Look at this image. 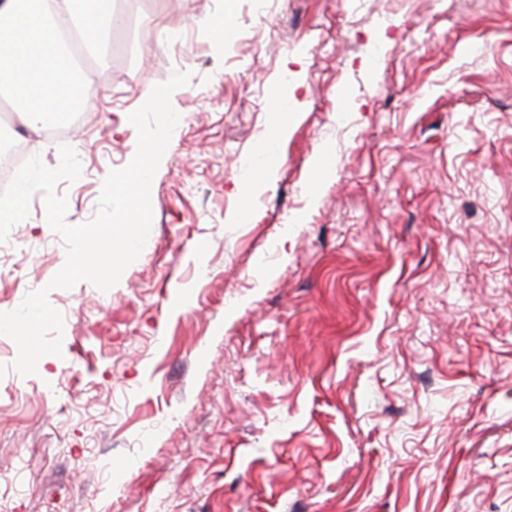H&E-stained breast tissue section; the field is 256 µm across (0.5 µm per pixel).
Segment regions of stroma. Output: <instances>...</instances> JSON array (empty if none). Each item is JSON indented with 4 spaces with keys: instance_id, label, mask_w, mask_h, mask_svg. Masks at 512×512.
<instances>
[{
    "instance_id": "obj_1",
    "label": "stroma",
    "mask_w": 512,
    "mask_h": 512,
    "mask_svg": "<svg viewBox=\"0 0 512 512\" xmlns=\"http://www.w3.org/2000/svg\"><path fill=\"white\" fill-rule=\"evenodd\" d=\"M116 5L102 102L65 142L28 133L80 159L67 223L133 159L154 85L191 80L140 257L50 290L62 353L36 374L0 339V512H512V0ZM22 226L0 312L66 261L42 195ZM288 136V125L287 124H279L275 127L272 135V143L267 148L263 150L265 158L263 164L260 168L253 170L245 176V181L247 182V186L249 192L246 195L247 200L244 202V206L247 207L249 205L248 200L251 196V190L255 185L266 183L271 181L277 170V153L274 144L285 139ZM331 170L326 155L315 159L312 166V174L309 184V196L311 200H317L324 181L330 176Z\"/></svg>"
}]
</instances>
